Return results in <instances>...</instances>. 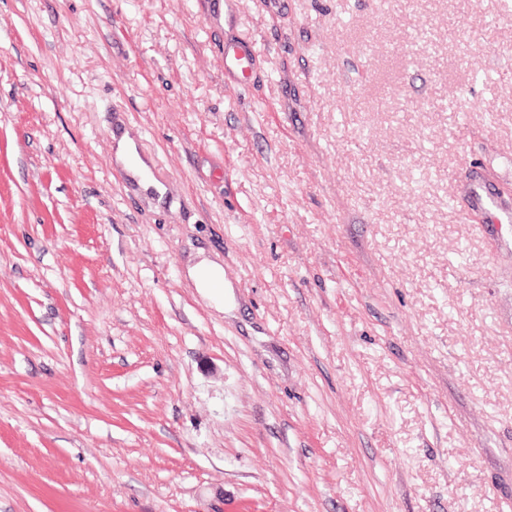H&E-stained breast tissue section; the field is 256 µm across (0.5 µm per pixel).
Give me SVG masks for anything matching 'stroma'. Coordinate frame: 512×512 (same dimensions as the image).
I'll return each instance as SVG.
<instances>
[{"mask_svg": "<svg viewBox=\"0 0 512 512\" xmlns=\"http://www.w3.org/2000/svg\"><path fill=\"white\" fill-rule=\"evenodd\" d=\"M467 170L512 199V0H0V512H512ZM253 55L248 43L226 45L224 46V69L244 75L251 68ZM116 161L129 165L128 169L132 176L138 179L144 190H154L161 198L164 194L162 185L149 175L150 167L147 160H144L136 150L135 140L128 132L122 134L116 145ZM189 275L203 293L224 295V270L220 265L203 259L189 269Z\"/></svg>", "mask_w": 512, "mask_h": 512, "instance_id": "obj_1", "label": "stroma"}]
</instances>
